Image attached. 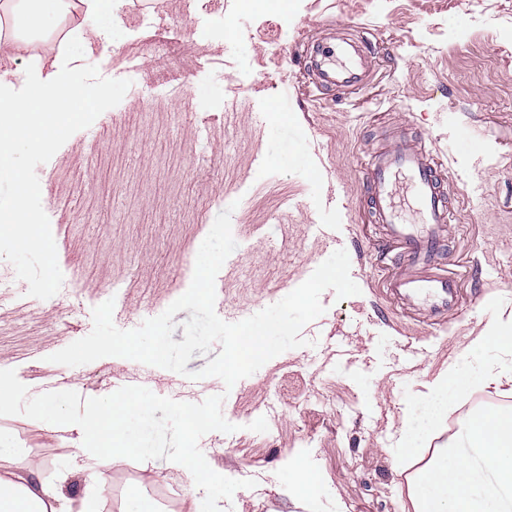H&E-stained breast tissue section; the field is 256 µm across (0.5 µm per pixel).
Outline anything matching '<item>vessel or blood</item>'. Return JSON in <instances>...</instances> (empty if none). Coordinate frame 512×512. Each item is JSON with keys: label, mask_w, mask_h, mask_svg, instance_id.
I'll return each instance as SVG.
<instances>
[{"label": "vessel or blood", "mask_w": 512, "mask_h": 512, "mask_svg": "<svg viewBox=\"0 0 512 512\" xmlns=\"http://www.w3.org/2000/svg\"><path fill=\"white\" fill-rule=\"evenodd\" d=\"M376 57L371 42L333 35L314 44L303 65L317 88L339 92L365 86ZM402 174L409 179L408 190L419 213L416 224L401 220L393 200L395 180ZM367 189L375 220L386 231L385 244L399 249L403 257L399 272L388 282L390 296L403 310L434 324L458 314L459 285L436 263L450 215L438 164L422 152L416 139L394 132L372 159Z\"/></svg>", "instance_id": "b4317fda"}]
</instances>
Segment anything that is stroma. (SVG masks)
Listing matches in <instances>:
<instances>
[{"mask_svg": "<svg viewBox=\"0 0 512 512\" xmlns=\"http://www.w3.org/2000/svg\"><path fill=\"white\" fill-rule=\"evenodd\" d=\"M89 25L98 36L73 50L66 72L91 108L67 139L8 155L29 182L26 212L42 240L0 253V274L19 285L0 310V367L15 370L32 397H104L134 372L177 401L224 395L236 431L199 441L219 475L200 496L223 512H413L411 463L391 438L402 421L418 427L426 460L439 441H464L470 412L512 407V396L473 389L428 426L429 383L444 363L476 372L506 359L493 349L474 359L466 347L491 316L512 312V0H288L283 9L114 0ZM333 26L388 49L368 85L340 95L297 67ZM396 126L441 164L451 202L445 262L463 304L441 326L404 313L386 292L398 254L379 250L364 186L371 154ZM476 128L487 152L453 151ZM228 208L237 247L219 271L226 311L277 303L339 249L360 294L325 290L324 313L301 331L305 346L230 388L216 377L190 386L121 357L50 362L91 332L92 311L107 300L122 330L163 313L189 288L199 247ZM261 416L267 432L250 431ZM80 444L78 430L0 416V451L49 449L32 479L68 473L61 492L75 502L90 481ZM295 463L321 475L309 492L289 487ZM150 466L123 457L104 476L138 475L125 495L129 512H181L147 490L187 485L185 472L164 459Z\"/></svg>", "mask_w": 512, "mask_h": 512, "instance_id": "35a3bbf8", "label": "stroma"}]
</instances>
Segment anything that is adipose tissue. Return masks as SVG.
Masks as SVG:
<instances>
[{
    "label": "adipose tissue",
    "mask_w": 512,
    "mask_h": 512,
    "mask_svg": "<svg viewBox=\"0 0 512 512\" xmlns=\"http://www.w3.org/2000/svg\"><path fill=\"white\" fill-rule=\"evenodd\" d=\"M111 9L112 0H0V57L14 61L22 50L42 43L44 54L30 58L27 75L49 88L44 97H21L0 78V146L25 142L39 148L49 143L68 118L62 105L74 100L62 65L73 46L88 43L85 19ZM488 349L512 351V315L492 317L467 345L471 353ZM430 387L447 404L471 388L512 395V363L477 372L451 363ZM144 409L138 400L116 396L88 410L80 423L79 453L90 469L100 470L112 458L133 453L127 424L132 413ZM467 424L475 461L460 458L454 448L439 449L409 485L414 512H512V415L487 409L470 414ZM40 466V461L27 459L22 473L0 476V512H98L110 489L106 480L95 479L75 507L61 500L54 485L28 480V473Z\"/></svg>",
    "instance_id": "1"
}]
</instances>
